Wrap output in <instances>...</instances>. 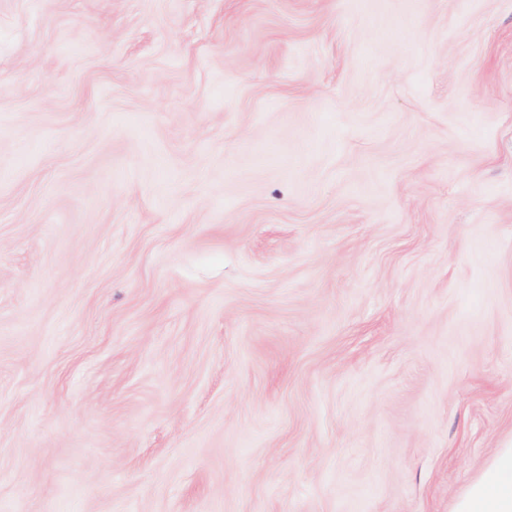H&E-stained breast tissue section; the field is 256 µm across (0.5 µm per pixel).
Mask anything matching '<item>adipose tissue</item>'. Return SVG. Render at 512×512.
Returning a JSON list of instances; mask_svg holds the SVG:
<instances>
[{
  "label": "adipose tissue",
  "mask_w": 512,
  "mask_h": 512,
  "mask_svg": "<svg viewBox=\"0 0 512 512\" xmlns=\"http://www.w3.org/2000/svg\"><path fill=\"white\" fill-rule=\"evenodd\" d=\"M453 512H512V448H501L457 499Z\"/></svg>",
  "instance_id": "ef3b65f1"
}]
</instances>
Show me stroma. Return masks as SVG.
<instances>
[{
  "instance_id": "35a3bbf8",
  "label": "stroma",
  "mask_w": 512,
  "mask_h": 512,
  "mask_svg": "<svg viewBox=\"0 0 512 512\" xmlns=\"http://www.w3.org/2000/svg\"><path fill=\"white\" fill-rule=\"evenodd\" d=\"M512 444V0H0V512H451Z\"/></svg>"
}]
</instances>
